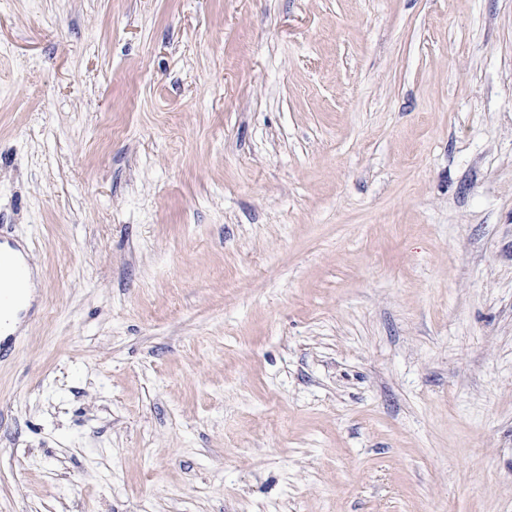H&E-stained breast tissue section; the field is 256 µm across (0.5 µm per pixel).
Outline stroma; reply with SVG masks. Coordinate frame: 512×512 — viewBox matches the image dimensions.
I'll return each mask as SVG.
<instances>
[{
    "instance_id": "1",
    "label": "stroma",
    "mask_w": 512,
    "mask_h": 512,
    "mask_svg": "<svg viewBox=\"0 0 512 512\" xmlns=\"http://www.w3.org/2000/svg\"><path fill=\"white\" fill-rule=\"evenodd\" d=\"M0 512H512V0H0ZM0 271H2L6 277L4 282H7L9 288H3L0 290V310L4 303H11L12 300L8 294L9 290L16 289V287L24 282L27 277V270L25 266L17 263L15 258L9 254L0 250Z\"/></svg>"
}]
</instances>
